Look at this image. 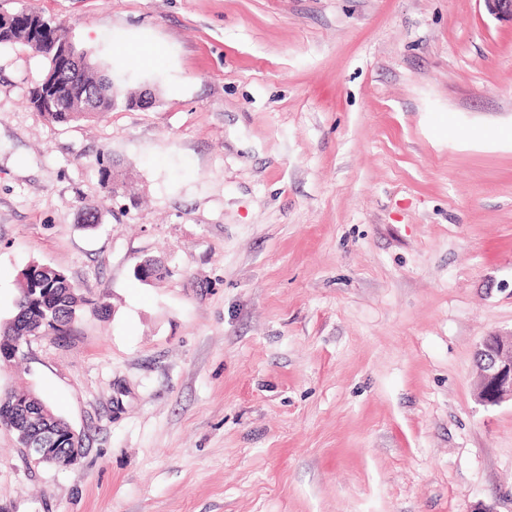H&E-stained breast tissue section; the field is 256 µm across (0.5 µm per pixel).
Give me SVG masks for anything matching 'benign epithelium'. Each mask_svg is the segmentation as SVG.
<instances>
[{
	"instance_id": "obj_1",
	"label": "benign epithelium",
	"mask_w": 512,
	"mask_h": 512,
	"mask_svg": "<svg viewBox=\"0 0 512 512\" xmlns=\"http://www.w3.org/2000/svg\"><path fill=\"white\" fill-rule=\"evenodd\" d=\"M483 3L489 14L512 21V0H483ZM475 364L480 400L490 406L512 402V333L490 332L483 336L475 352ZM32 402V397L22 401L23 420L7 429L15 432L19 447L34 463L62 468L72 466L81 456L82 449L60 448L57 435L29 429L38 418L30 407Z\"/></svg>"
}]
</instances>
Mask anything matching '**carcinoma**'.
<instances>
[{"label": "carcinoma", "instance_id": "obj_1", "mask_svg": "<svg viewBox=\"0 0 512 512\" xmlns=\"http://www.w3.org/2000/svg\"><path fill=\"white\" fill-rule=\"evenodd\" d=\"M17 14L11 33L0 37V44L21 42L27 45L46 60L47 71L59 73L62 83L71 89V93L58 98L55 111L44 113L47 119L59 125H69L125 107L128 100L139 96L137 91L124 89L128 75L116 74L92 61L85 51L76 52L82 69L77 78H72V68L60 62L52 48L54 42L70 40L68 28L49 18L41 41L33 44L26 15L21 9ZM99 181L105 197H113L118 188V174L112 166L100 168ZM83 303L79 290L63 272L54 268L46 270L43 265L33 263L21 272L15 314L0 323V336L23 330L31 335L42 332L47 336H63L78 318ZM20 398L22 395L14 391L0 392V422L13 418L12 402Z\"/></svg>", "mask_w": 512, "mask_h": 512}]
</instances>
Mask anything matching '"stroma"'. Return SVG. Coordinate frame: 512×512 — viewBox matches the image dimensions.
Instances as JSON below:
<instances>
[{
	"label": "stroma",
	"mask_w": 512,
	"mask_h": 512,
	"mask_svg": "<svg viewBox=\"0 0 512 512\" xmlns=\"http://www.w3.org/2000/svg\"><path fill=\"white\" fill-rule=\"evenodd\" d=\"M25 5L156 101L53 123L27 102L45 60L0 45V320L34 261L86 300L0 367L84 452L37 465L0 427V512H512V404L479 402L474 361L512 332V23L482 0H0ZM111 163L137 203L104 200Z\"/></svg>",
	"instance_id": "35a3bbf8"
}]
</instances>
